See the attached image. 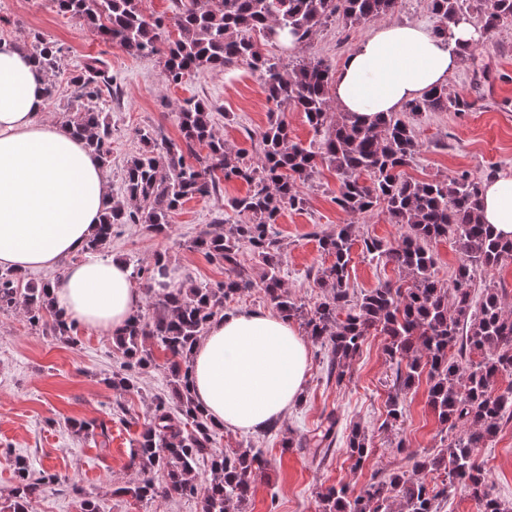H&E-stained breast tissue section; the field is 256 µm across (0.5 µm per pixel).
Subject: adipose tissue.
Listing matches in <instances>:
<instances>
[{
	"label": "adipose tissue",
	"mask_w": 512,
	"mask_h": 512,
	"mask_svg": "<svg viewBox=\"0 0 512 512\" xmlns=\"http://www.w3.org/2000/svg\"><path fill=\"white\" fill-rule=\"evenodd\" d=\"M480 32L469 22L448 36L414 22L383 21L347 54L332 86L336 106L360 120L398 112L447 84L461 48ZM48 75L15 41L0 40V267L72 263L50 297L67 321L110 336L143 303L126 264L81 251L112 202L108 175L81 137L45 117ZM481 220L512 240V177L482 188ZM309 362L291 321L259 311L214 319L193 351V387L211 420L256 431L283 419L300 396Z\"/></svg>",
	"instance_id": "obj_1"
}]
</instances>
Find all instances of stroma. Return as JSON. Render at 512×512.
<instances>
[{
    "mask_svg": "<svg viewBox=\"0 0 512 512\" xmlns=\"http://www.w3.org/2000/svg\"><path fill=\"white\" fill-rule=\"evenodd\" d=\"M369 31L366 25L348 29L336 23L300 49L266 41L260 48L288 61L299 56L321 58L336 69ZM36 35L58 43L66 54L62 67L50 78L52 96L45 109L49 120L65 121L64 107L74 90L70 76L77 65L89 56L108 63L113 92L103 96L99 110L112 128V166L107 170L112 189L121 187L125 161L140 146V129L149 127L180 140L175 112L190 97L211 107L214 127L227 145L257 158L258 150L247 134L264 128L275 106L257 74L246 66L204 70L181 83H169L157 58H136L100 41L79 19L59 13L54 0H0V40L26 45ZM448 87L466 95L474 106L467 112H426L411 118L421 148L407 167V176L444 178L463 170L478 178L491 172L512 176V27L484 37L474 58L449 75ZM338 187L335 173L321 170L304 189V208L285 210L274 226L285 245L283 279L292 297L308 309L319 301L320 291L307 271L332 262L320 251L318 235L350 222L360 237L394 243L405 233L404 226L391 223L379 211L350 218L333 202ZM246 191L244 182L226 181L219 194L187 200L165 236L140 224L119 226L108 253L127 264L145 266L163 256L176 283L223 280V267L192 250L189 243L215 215L235 223L237 217L227 202ZM397 276L392 266L353 251L349 283L354 293ZM76 338L71 345L46 335L30 325L22 309L0 312V502L11 498L16 484L13 463L21 458L33 470L59 477L57 483L45 486L33 504L34 512H77L70 492L74 483L97 500L99 512H200L194 497L147 503L117 494L118 485L138 477L129 466V451L150 414L151 396L166 387V373L160 366L148 369L138 376V391L116 393L106 380L122 371L124 359L111 337L81 326ZM323 357L319 346H310L302 398L281 420L279 431L224 429L217 437L218 447L252 448L269 462L268 469L252 478L246 512H316L317 495L325 488L345 484L352 492H361L375 473L407 464L409 456L431 453L454 436L439 424L423 382L402 394L403 415L388 423L386 401L393 390L395 365L384 351L382 336L367 337L343 384L327 379ZM331 415L338 417L339 431L353 423L368 431L372 453L366 467L355 468L339 443L326 461L313 458L307 441ZM73 420L106 421L109 444H102L97 435L72 433ZM288 438L293 441L289 448L283 445ZM478 457L492 496L512 505V421L479 449Z\"/></svg>",
    "mask_w": 512,
    "mask_h": 512,
    "instance_id": "35a3bbf8",
    "label": "stroma"
}]
</instances>
